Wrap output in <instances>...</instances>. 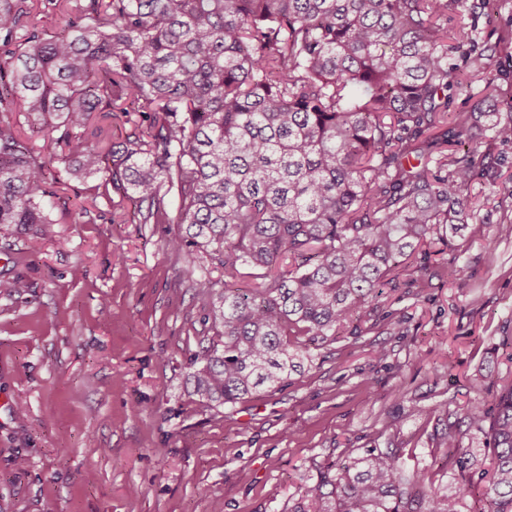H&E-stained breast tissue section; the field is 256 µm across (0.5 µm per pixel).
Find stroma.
<instances>
[{"instance_id":"obj_1","label":"stroma","mask_w":512,"mask_h":512,"mask_svg":"<svg viewBox=\"0 0 512 512\" xmlns=\"http://www.w3.org/2000/svg\"><path fill=\"white\" fill-rule=\"evenodd\" d=\"M467 2L448 61L471 79L449 109L496 110L512 98V0ZM475 161L444 254L465 278L391 293L360 336L311 346L303 373L232 407L190 383L194 355L220 338L201 269L165 247L180 225L111 223L130 202L76 182L56 187L53 239L1 225L0 280L25 286L0 292V512H286L318 465L364 449L394 442L408 475L428 464L435 416L491 404L470 379L512 336V141L483 140Z\"/></svg>"}]
</instances>
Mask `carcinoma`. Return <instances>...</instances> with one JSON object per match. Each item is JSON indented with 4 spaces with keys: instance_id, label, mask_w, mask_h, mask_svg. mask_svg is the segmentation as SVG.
<instances>
[{
    "instance_id": "1",
    "label": "carcinoma",
    "mask_w": 512,
    "mask_h": 512,
    "mask_svg": "<svg viewBox=\"0 0 512 512\" xmlns=\"http://www.w3.org/2000/svg\"><path fill=\"white\" fill-rule=\"evenodd\" d=\"M41 2L63 22L53 35L28 0H0V225L53 236L60 177L17 112L65 149L67 179L117 190L142 224L184 225L166 249L226 278L196 281L224 338L192 360L201 398L276 389L385 289L429 287L400 276L450 242L476 174L470 115L448 111L469 79L448 66V15L466 0ZM506 108L482 113L478 136L512 140ZM97 117L133 127L99 148ZM244 266L263 270L259 286L232 283ZM430 440L448 481L430 465L404 478L400 449L368 448L319 466L288 512H512V384L491 412L476 400L437 418ZM16 120L18 122V128L20 130L22 140L29 146H33L37 152H39L48 161L51 157L49 168L52 174H56L62 168V164L58 161V157L53 156V146L50 140L44 137L46 132L33 133L31 127L25 118L24 112L16 113Z\"/></svg>"
}]
</instances>
